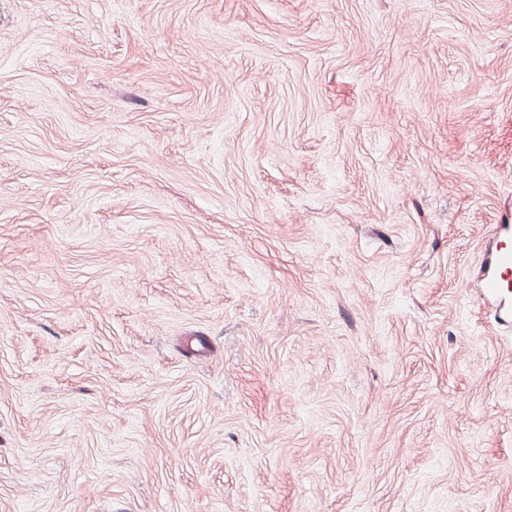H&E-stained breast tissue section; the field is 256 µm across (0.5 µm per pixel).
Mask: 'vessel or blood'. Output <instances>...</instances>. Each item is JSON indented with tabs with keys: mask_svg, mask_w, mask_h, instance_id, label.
Wrapping results in <instances>:
<instances>
[{
	"mask_svg": "<svg viewBox=\"0 0 512 512\" xmlns=\"http://www.w3.org/2000/svg\"><path fill=\"white\" fill-rule=\"evenodd\" d=\"M476 294L491 307L495 321L502 328H512V223L495 225L491 245L487 248Z\"/></svg>",
	"mask_w": 512,
	"mask_h": 512,
	"instance_id": "obj_1",
	"label": "vessel or blood"
}]
</instances>
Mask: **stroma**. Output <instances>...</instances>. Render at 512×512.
Masks as SVG:
<instances>
[{"label": "stroma", "mask_w": 512, "mask_h": 512, "mask_svg": "<svg viewBox=\"0 0 512 512\" xmlns=\"http://www.w3.org/2000/svg\"><path fill=\"white\" fill-rule=\"evenodd\" d=\"M512 0H0V512H512ZM475 291L491 307L495 321L512 328V223L497 224L491 245L486 249Z\"/></svg>", "instance_id": "obj_1"}]
</instances>
